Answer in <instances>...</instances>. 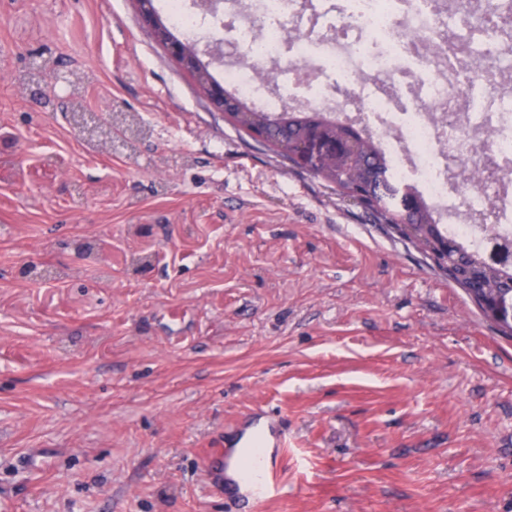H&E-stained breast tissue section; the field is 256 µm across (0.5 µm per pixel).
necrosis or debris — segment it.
Here are the masks:
<instances>
[{"label":"necrosis or debris","instance_id":"necrosis-or-debris-1","mask_svg":"<svg viewBox=\"0 0 512 512\" xmlns=\"http://www.w3.org/2000/svg\"><path fill=\"white\" fill-rule=\"evenodd\" d=\"M482 4L448 0L436 12L430 0H349L351 30L359 34L352 42L343 29L287 39L303 0H254L251 8L215 18L221 31L234 34L224 79L239 96L273 110L292 102L339 121L362 120L394 180L419 192L438 223L475 247L487 225L512 234V93L484 88L493 111H468L462 71L447 64L459 53L458 39H450L441 59L427 43L441 19L459 20L464 7ZM267 63L275 81L258 72ZM332 74L350 88L348 106L339 104ZM476 166L488 172V188L468 183L467 171Z\"/></svg>","mask_w":512,"mask_h":512}]
</instances>
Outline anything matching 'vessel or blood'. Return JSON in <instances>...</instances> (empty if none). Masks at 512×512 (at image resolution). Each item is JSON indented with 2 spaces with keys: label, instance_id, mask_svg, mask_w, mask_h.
Returning a JSON list of instances; mask_svg holds the SVG:
<instances>
[{
  "label": "vessel or blood",
  "instance_id": "obj_1",
  "mask_svg": "<svg viewBox=\"0 0 512 512\" xmlns=\"http://www.w3.org/2000/svg\"><path fill=\"white\" fill-rule=\"evenodd\" d=\"M273 446L279 452H287V430L282 426L270 429L260 420L236 438L225 440L224 463L234 467L237 481L234 487H227L223 474L216 473L211 477L212 487L223 492L226 502L239 496L255 507L283 496L286 484L280 465L273 463L269 453Z\"/></svg>",
  "mask_w": 512,
  "mask_h": 512
}]
</instances>
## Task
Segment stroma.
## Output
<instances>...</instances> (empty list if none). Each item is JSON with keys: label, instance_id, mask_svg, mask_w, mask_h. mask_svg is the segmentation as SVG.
I'll return each instance as SVG.
<instances>
[{"label": "stroma", "instance_id": "35a3bbf8", "mask_svg": "<svg viewBox=\"0 0 512 512\" xmlns=\"http://www.w3.org/2000/svg\"><path fill=\"white\" fill-rule=\"evenodd\" d=\"M512 512V339L308 169L254 147L134 0H0V512ZM276 445L280 456L288 451V434L281 422L275 436L269 425L255 421L236 439L224 440V470L234 467L236 493L257 507L267 500L281 497L287 485L279 463L273 464L267 448ZM273 445V446H272ZM235 448H238L235 453Z\"/></svg>", "mask_w": 512, "mask_h": 512}]
</instances>
